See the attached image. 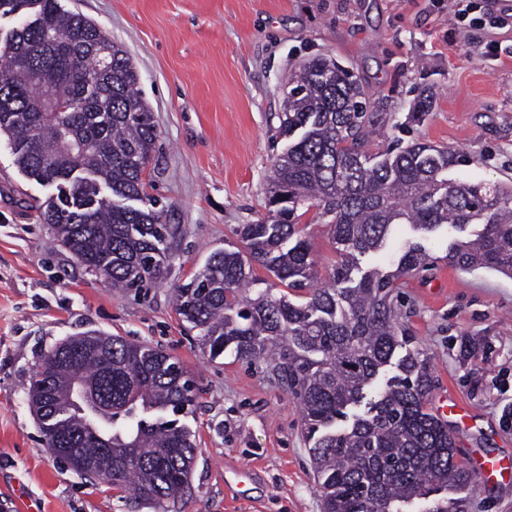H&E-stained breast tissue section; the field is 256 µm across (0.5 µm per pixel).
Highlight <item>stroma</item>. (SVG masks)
<instances>
[{"label":"stroma","mask_w":512,"mask_h":512,"mask_svg":"<svg viewBox=\"0 0 512 512\" xmlns=\"http://www.w3.org/2000/svg\"><path fill=\"white\" fill-rule=\"evenodd\" d=\"M121 43L159 132L152 196L176 227L171 274L122 292L62 248L41 210L57 190L0 143V512H155L81 475L45 445L27 390L44 354L101 332L178 359L193 383L185 418L197 452L172 512H322L300 409L265 364L210 358L175 308L240 224L268 219L266 174L285 142L278 114L289 78L335 59L366 91L368 148L420 141L463 157L452 179L512 185V0H475L481 25L458 29L453 0H60ZM498 46L489 53L487 44ZM431 109H415L420 98ZM319 267L337 263L324 218L299 220ZM481 227L440 229L434 265L401 278V317L430 357V408L449 419L464 459L512 460V279L445 259ZM472 512H512V488L478 477Z\"/></svg>","instance_id":"1"}]
</instances>
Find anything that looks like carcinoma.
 Masks as SVG:
<instances>
[{"label":"carcinoma","instance_id":"cac0c4a2","mask_svg":"<svg viewBox=\"0 0 512 512\" xmlns=\"http://www.w3.org/2000/svg\"><path fill=\"white\" fill-rule=\"evenodd\" d=\"M20 18L0 45V136L17 167L56 197L41 213L62 247L114 288L160 283L171 272L172 225L150 196L158 138L139 75L122 44L59 0H0ZM105 45L112 57L97 53ZM266 175L270 219L240 224L244 249H217L177 289L179 315L209 355L263 360L297 401L323 512H470L476 475L448 425L431 412L427 354L411 348L393 294L400 277L425 270L422 243L443 227L482 225L446 259L512 278V187L448 178L460 155L412 142L372 154L366 93L335 60L316 56L290 78ZM66 103L65 112L50 109ZM315 207L341 246L321 271L297 211ZM396 224L417 238L396 269L352 277L358 257L381 252ZM262 268L293 290L252 297ZM92 349L73 336L46 354L31 384L48 383L39 411L63 414L46 445L77 472L168 512L188 485L196 441L179 416L192 402L180 362L149 345L105 337ZM398 373L377 387L386 367ZM95 395L80 402L74 376Z\"/></svg>","mask_w":512,"mask_h":512}]
</instances>
